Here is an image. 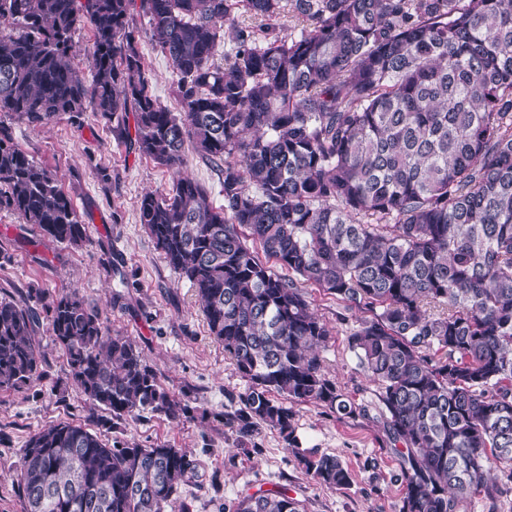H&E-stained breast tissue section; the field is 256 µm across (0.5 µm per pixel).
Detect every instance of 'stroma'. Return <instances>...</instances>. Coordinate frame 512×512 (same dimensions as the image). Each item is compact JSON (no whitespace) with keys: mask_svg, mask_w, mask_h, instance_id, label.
<instances>
[{"mask_svg":"<svg viewBox=\"0 0 512 512\" xmlns=\"http://www.w3.org/2000/svg\"><path fill=\"white\" fill-rule=\"evenodd\" d=\"M140 50L158 102L175 108L176 76L137 16ZM14 143L46 167L85 226L78 246L58 243L13 212L0 210V297L10 296L36 316L34 339L43 358L40 381L0 391V512H24L13 481L21 450L34 432L69 421L86 426L111 446L161 445L183 449L199 464L184 486L195 512H224L245 494L287 490L305 512H399L404 496L401 461L378 414V387L358 365L351 347L355 315L331 295L311 287L314 311L332 331L320 351L326 378L360 410L347 417L313 403L294 405L299 450L338 457L351 471L348 488L320 484L297 461L277 431L261 427L239 447L224 416L239 407L247 382L211 336L190 283L178 279L139 222L138 201L163 193L172 175L142 155L135 118L123 126L100 113L65 114L32 126L10 117ZM50 294L78 290L111 331L131 337L163 388L188 404L180 420L146 410L117 420L91 404L69 375L64 351L52 342L50 321L33 289Z\"/></svg>","mask_w":512,"mask_h":512,"instance_id":"35a3bbf8","label":"stroma"}]
</instances>
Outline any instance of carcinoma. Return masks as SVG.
<instances>
[{"mask_svg":"<svg viewBox=\"0 0 512 512\" xmlns=\"http://www.w3.org/2000/svg\"><path fill=\"white\" fill-rule=\"evenodd\" d=\"M138 8L177 76L176 113L150 90ZM290 15L306 25L286 34ZM85 23L89 81L73 63ZM87 110L135 113L140 152L177 174L142 195L139 220L248 382L224 415L240 442L273 428L319 483L351 484L336 457L299 451L284 403L356 412L323 373L331 329L310 284L359 313L352 349L401 446L399 512L512 491V0H0V114L45 125ZM187 142L218 172L223 206L181 175ZM1 209L59 243L85 239L0 124ZM45 307L92 404L116 419L187 413L77 292ZM34 324L0 298V391L41 376ZM196 472L180 448H110L59 422L30 436L17 485L24 512H194L181 487ZM230 512L302 510L258 491Z\"/></svg>","mask_w":512,"mask_h":512,"instance_id":"1","label":"carcinoma"}]
</instances>
